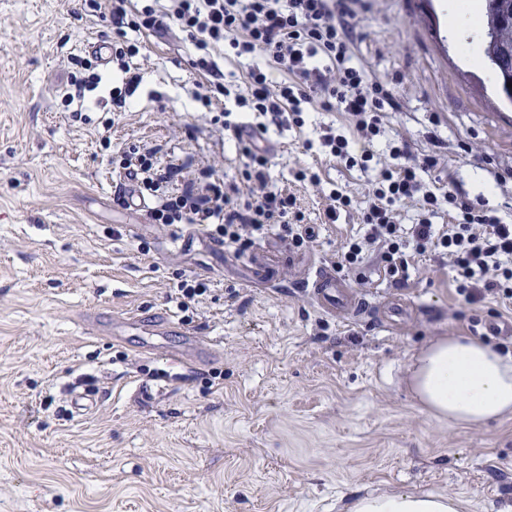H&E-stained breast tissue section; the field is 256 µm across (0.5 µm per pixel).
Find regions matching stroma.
Returning a JSON list of instances; mask_svg holds the SVG:
<instances>
[{
	"mask_svg": "<svg viewBox=\"0 0 512 512\" xmlns=\"http://www.w3.org/2000/svg\"><path fill=\"white\" fill-rule=\"evenodd\" d=\"M450 0H364L348 23L354 61L390 83L398 107L384 113L387 151L405 139L413 157L442 142L434 176L512 222V124L483 65L467 61L472 30L448 24ZM108 14L82 0H0V512H348L358 496L388 490L457 494L470 512H512V419L451 426L415 403L406 383L415 355L438 336L463 335L512 354V299L463 302L447 266L416 257L407 286L376 264L367 300L350 323L318 310L305 272L333 263L357 232L359 209L328 223L329 192L364 201L375 171L305 150L343 116L314 104L302 127L271 128L273 186L297 198L311 240L286 250L276 230L248 252L217 250L190 224L152 223L124 206L122 154L150 151L170 188L240 180L232 137L214 133L192 98L191 50L168 36L129 33L142 81L125 110H106L112 71L81 111L76 59L112 43ZM310 167L319 185L297 181ZM192 235L190 249L171 237ZM267 270L248 280L250 261ZM207 286L189 310L178 287ZM159 309L222 350L198 372L167 363L178 336L131 332L112 342L82 328L83 313ZM94 384L93 409L70 416L64 391ZM157 388L141 401L140 385Z\"/></svg>",
	"mask_w": 512,
	"mask_h": 512,
	"instance_id": "obj_1",
	"label": "stroma"
}]
</instances>
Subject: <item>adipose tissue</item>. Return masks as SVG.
I'll use <instances>...</instances> for the list:
<instances>
[{"label": "adipose tissue", "instance_id": "1", "mask_svg": "<svg viewBox=\"0 0 512 512\" xmlns=\"http://www.w3.org/2000/svg\"><path fill=\"white\" fill-rule=\"evenodd\" d=\"M408 384L431 417L481 427L512 419V356L468 336H441L418 354ZM454 495L389 491L354 500L350 512H467Z\"/></svg>", "mask_w": 512, "mask_h": 512}]
</instances>
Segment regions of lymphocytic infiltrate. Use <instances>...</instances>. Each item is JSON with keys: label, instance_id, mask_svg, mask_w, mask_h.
<instances>
[{"label": "lymphocytic infiltrate", "instance_id": "1", "mask_svg": "<svg viewBox=\"0 0 512 512\" xmlns=\"http://www.w3.org/2000/svg\"><path fill=\"white\" fill-rule=\"evenodd\" d=\"M91 11L109 7L118 37L112 46V67L124 73L122 86L113 88L112 104H127L138 75L129 61L139 52L127 41L128 31L176 30L195 50L192 67L198 75L219 74L224 51L234 57L264 56L268 68L283 72L271 81L267 70L250 69L246 88L231 92L228 86H198L193 93L210 114L217 132L240 139L242 185L216 179L200 193L170 191L158 175L152 155L124 156L121 165L132 172L140 192L158 200L151 211L157 224H199L216 240L248 249L255 233L274 229L292 248L304 237L296 233L304 216L296 199L269 183L271 148L241 139L242 129L261 136L270 125L302 126L303 114L313 100L324 109L345 114L348 131L327 126L320 137L322 154L349 168L378 174L361 209L363 234L350 237L338 252L337 270L363 275L369 255H377L387 279L397 286L410 277L411 260L426 253L446 259L458 296L474 304L491 294L512 299V224L477 207L446 189L429 175L437 170L438 153L410 159L406 141H394L387 160L375 162L372 146L384 134L382 114L396 108L392 88L367 82L353 65V37L346 22L359 0H84ZM236 106L224 107V97ZM412 204L418 210L415 224L399 222V209ZM447 210L449 225L439 228L432 219Z\"/></svg>", "mask_w": 512, "mask_h": 512}]
</instances>
